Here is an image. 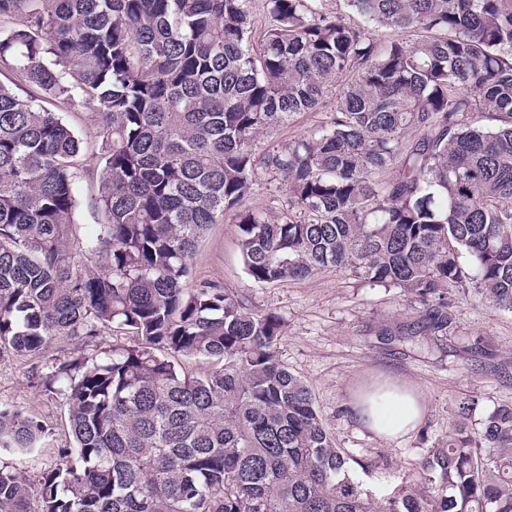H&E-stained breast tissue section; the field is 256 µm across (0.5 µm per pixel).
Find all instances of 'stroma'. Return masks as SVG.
<instances>
[{"label": "stroma", "mask_w": 512, "mask_h": 512, "mask_svg": "<svg viewBox=\"0 0 512 512\" xmlns=\"http://www.w3.org/2000/svg\"><path fill=\"white\" fill-rule=\"evenodd\" d=\"M53 109L83 141L74 222L79 237H90L103 220L95 205L101 145L96 109L59 103ZM192 267L195 279L217 282L256 310L282 318L277 357L309 386L337 447L358 460L353 474L364 489L376 491L417 474L436 449L447 447L448 433L459 420L477 433L489 412L512 404V312L483 300L472 280L445 288L446 327L411 335L407 328L421 320L424 308L399 288L338 270L256 285L245 272L237 227L229 218L211 226ZM127 340V335L108 330L92 338H56L35 356L0 354V405L24 409L52 429L35 454L0 451V465L26 478L32 512L41 510L43 474L72 444L66 402L62 395L41 390L42 376L52 363ZM385 381L414 388L424 399L416 428L390 440L367 432L352 411L359 393Z\"/></svg>", "instance_id": "stroma-1"}]
</instances>
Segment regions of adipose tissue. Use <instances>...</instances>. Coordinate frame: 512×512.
I'll return each instance as SVG.
<instances>
[{"mask_svg": "<svg viewBox=\"0 0 512 512\" xmlns=\"http://www.w3.org/2000/svg\"><path fill=\"white\" fill-rule=\"evenodd\" d=\"M357 419L377 437L391 439L413 430L423 412V397L413 390H379L354 405Z\"/></svg>", "mask_w": 512, "mask_h": 512, "instance_id": "ef3b65f1", "label": "adipose tissue"}]
</instances>
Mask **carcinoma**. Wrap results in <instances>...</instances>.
Here are the masks:
<instances>
[{"mask_svg":"<svg viewBox=\"0 0 512 512\" xmlns=\"http://www.w3.org/2000/svg\"><path fill=\"white\" fill-rule=\"evenodd\" d=\"M0 0V352L59 336L134 337L52 366L73 447L41 512H512V405L464 421L423 473L375 496L307 384L278 361L283 321L223 286H188L198 242L234 216L258 285L342 269L436 296L469 277L512 311V0ZM409 33L382 45L369 28ZM57 100L95 106L96 235L76 237L80 141ZM330 121L269 149L304 112ZM491 124L478 126L475 115ZM286 195L248 204L258 180ZM214 360L197 376L176 358ZM50 428L0 406V450ZM0 512H30L0 466Z\"/></svg>","mask_w":512,"mask_h":512,"instance_id":"obj_1","label":"carcinoma"}]
</instances>
